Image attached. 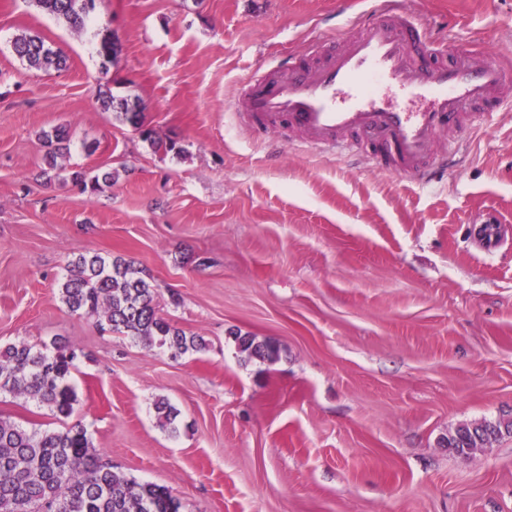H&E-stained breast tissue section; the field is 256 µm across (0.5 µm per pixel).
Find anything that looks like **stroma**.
<instances>
[{
    "instance_id": "35a3bbf8",
    "label": "stroma",
    "mask_w": 512,
    "mask_h": 512,
    "mask_svg": "<svg viewBox=\"0 0 512 512\" xmlns=\"http://www.w3.org/2000/svg\"><path fill=\"white\" fill-rule=\"evenodd\" d=\"M380 4L95 0L77 34L33 0H0V345L60 338L78 353L68 421L10 395L1 418L81 425L114 470L168 488L182 512H512V434L467 458L440 443L512 417V103L430 183L246 118V78L291 56L316 64L337 27ZM404 6L454 48L512 53V0ZM26 30L65 68H26L11 48ZM107 30L121 48L105 72ZM106 82L185 157L100 111ZM55 126L69 131L59 169L38 139ZM108 169L95 191L71 180ZM490 216L488 248L472 228ZM79 251L142 268L160 313L206 349L174 359L69 312L58 289ZM237 330L280 359L242 363ZM160 399L177 432L159 426Z\"/></svg>"
}]
</instances>
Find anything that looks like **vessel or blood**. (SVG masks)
<instances>
[{
  "mask_svg": "<svg viewBox=\"0 0 512 512\" xmlns=\"http://www.w3.org/2000/svg\"><path fill=\"white\" fill-rule=\"evenodd\" d=\"M357 27L326 64L292 61L249 80L253 118L267 131L286 121L321 146L365 149L377 170L430 181L440 137L456 141L512 92V60L487 49L447 55L445 41L397 0H383ZM397 95L418 109L395 104Z\"/></svg>",
  "mask_w": 512,
  "mask_h": 512,
  "instance_id": "1",
  "label": "vessel or blood"
}]
</instances>
